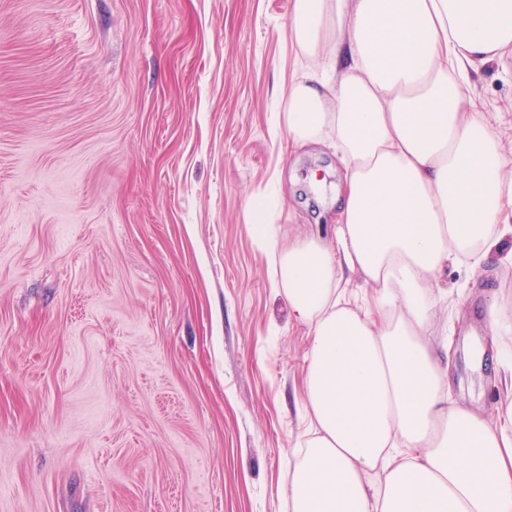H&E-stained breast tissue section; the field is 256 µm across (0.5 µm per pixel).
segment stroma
I'll return each mask as SVG.
<instances>
[{"instance_id": "obj_1", "label": "stroma", "mask_w": 512, "mask_h": 512, "mask_svg": "<svg viewBox=\"0 0 512 512\" xmlns=\"http://www.w3.org/2000/svg\"><path fill=\"white\" fill-rule=\"evenodd\" d=\"M291 23L292 0H0V512H288L310 338L247 213L331 235L338 180L278 127ZM473 89L512 137V79ZM511 251L437 276L431 344L490 419Z\"/></svg>"}]
</instances>
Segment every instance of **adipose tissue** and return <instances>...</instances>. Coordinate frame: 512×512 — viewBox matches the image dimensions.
<instances>
[{
    "label": "adipose tissue",
    "instance_id": "ef3b65f1",
    "mask_svg": "<svg viewBox=\"0 0 512 512\" xmlns=\"http://www.w3.org/2000/svg\"><path fill=\"white\" fill-rule=\"evenodd\" d=\"M290 36L288 142H329L343 181L329 241L248 210L311 336L289 512H512V418L457 403L428 339L436 273L512 234V138L472 96L478 66L512 75V0H293Z\"/></svg>",
    "mask_w": 512,
    "mask_h": 512
}]
</instances>
